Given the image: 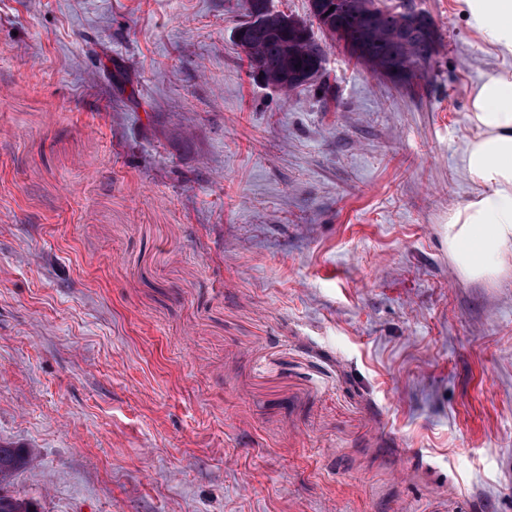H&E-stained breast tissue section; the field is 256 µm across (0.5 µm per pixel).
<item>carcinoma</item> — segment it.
<instances>
[{
    "label": "carcinoma",
    "mask_w": 512,
    "mask_h": 512,
    "mask_svg": "<svg viewBox=\"0 0 512 512\" xmlns=\"http://www.w3.org/2000/svg\"><path fill=\"white\" fill-rule=\"evenodd\" d=\"M419 9L420 0H376L372 10L364 7V0H312L307 20L268 10L263 20L248 26L245 56L250 68H262L270 77L291 64L297 70L323 64L326 45L316 37V27L351 58L358 51L422 77L431 68L437 45L427 42L419 29L404 27V20ZM29 461L25 450L0 446V512H36L32 503L8 490L15 473Z\"/></svg>",
    "instance_id": "cac0c4a2"
}]
</instances>
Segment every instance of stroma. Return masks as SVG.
Returning <instances> with one entry per match:
<instances>
[{
    "label": "stroma",
    "mask_w": 512,
    "mask_h": 512,
    "mask_svg": "<svg viewBox=\"0 0 512 512\" xmlns=\"http://www.w3.org/2000/svg\"><path fill=\"white\" fill-rule=\"evenodd\" d=\"M329 47L254 78L243 0H0V445L38 512H512V268L464 279L468 102Z\"/></svg>",
    "instance_id": "1"
}]
</instances>
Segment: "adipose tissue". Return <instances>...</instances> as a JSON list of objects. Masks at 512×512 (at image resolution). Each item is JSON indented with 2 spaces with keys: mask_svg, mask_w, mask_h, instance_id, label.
Instances as JSON below:
<instances>
[{
  "mask_svg": "<svg viewBox=\"0 0 512 512\" xmlns=\"http://www.w3.org/2000/svg\"><path fill=\"white\" fill-rule=\"evenodd\" d=\"M471 28L502 60L471 90L475 135L462 165L477 196L448 217V252L459 272L489 277L512 260V0H457Z\"/></svg>",
  "mask_w": 512,
  "mask_h": 512,
  "instance_id": "ef3b65f1",
  "label": "adipose tissue"
}]
</instances>
